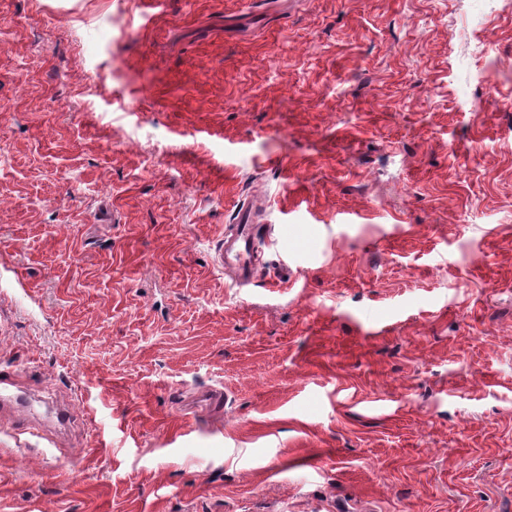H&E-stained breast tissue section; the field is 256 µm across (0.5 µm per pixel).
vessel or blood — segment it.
I'll return each instance as SVG.
<instances>
[{
	"label": "vessel or blood",
	"instance_id": "b4317fda",
	"mask_svg": "<svg viewBox=\"0 0 512 512\" xmlns=\"http://www.w3.org/2000/svg\"><path fill=\"white\" fill-rule=\"evenodd\" d=\"M226 232L228 237L222 240L217 253L218 265L233 270L237 285H247L254 278L258 255L252 209L241 206L236 224L228 226Z\"/></svg>",
	"mask_w": 512,
	"mask_h": 512
}]
</instances>
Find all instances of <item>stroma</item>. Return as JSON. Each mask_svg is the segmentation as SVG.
<instances>
[{"instance_id":"1","label":"stroma","mask_w":512,"mask_h":512,"mask_svg":"<svg viewBox=\"0 0 512 512\" xmlns=\"http://www.w3.org/2000/svg\"><path fill=\"white\" fill-rule=\"evenodd\" d=\"M508 99L499 0H0V512H512ZM253 222L252 208L242 205L236 224L228 226L224 231V237L230 234L231 240L223 238L217 253L218 266L221 269L230 267L239 286L249 284L255 275L259 250L256 245V225Z\"/></svg>"}]
</instances>
